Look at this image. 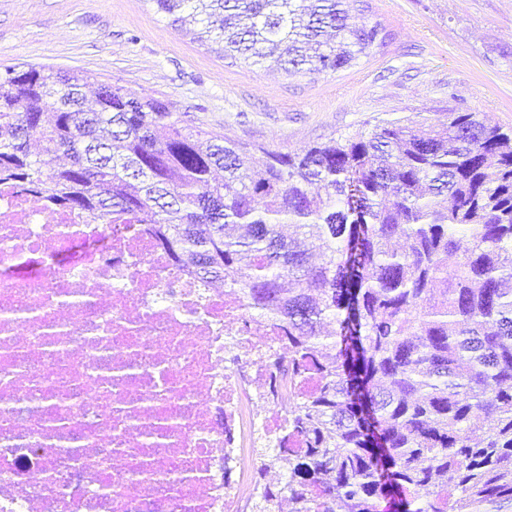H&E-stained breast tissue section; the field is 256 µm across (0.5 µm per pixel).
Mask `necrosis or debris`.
Returning a JSON list of instances; mask_svg holds the SVG:
<instances>
[{
    "instance_id": "4bbe7bcc",
    "label": "necrosis or debris",
    "mask_w": 512,
    "mask_h": 512,
    "mask_svg": "<svg viewBox=\"0 0 512 512\" xmlns=\"http://www.w3.org/2000/svg\"><path fill=\"white\" fill-rule=\"evenodd\" d=\"M26 253L46 265L13 274ZM284 350L144 225L0 187V512H251L249 472L288 430L267 386Z\"/></svg>"
}]
</instances>
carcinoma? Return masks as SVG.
<instances>
[{"instance_id": "1", "label": "carcinoma", "mask_w": 512, "mask_h": 512, "mask_svg": "<svg viewBox=\"0 0 512 512\" xmlns=\"http://www.w3.org/2000/svg\"><path fill=\"white\" fill-rule=\"evenodd\" d=\"M253 66L320 75L383 46L344 0H150ZM35 66L0 76V185L150 227L230 283L288 349L293 394L252 512H480L512 500V131L477 112L376 121L300 153L184 126L169 105Z\"/></svg>"}]
</instances>
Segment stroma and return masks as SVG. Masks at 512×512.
Listing matches in <instances>:
<instances>
[{
    "mask_svg": "<svg viewBox=\"0 0 512 512\" xmlns=\"http://www.w3.org/2000/svg\"><path fill=\"white\" fill-rule=\"evenodd\" d=\"M386 44L318 77L222 58L152 0H0V72L88 73L166 101L184 125L294 153L384 118L480 112L512 129V0H347Z\"/></svg>",
    "mask_w": 512,
    "mask_h": 512,
    "instance_id": "35a3bbf8",
    "label": "stroma"
}]
</instances>
